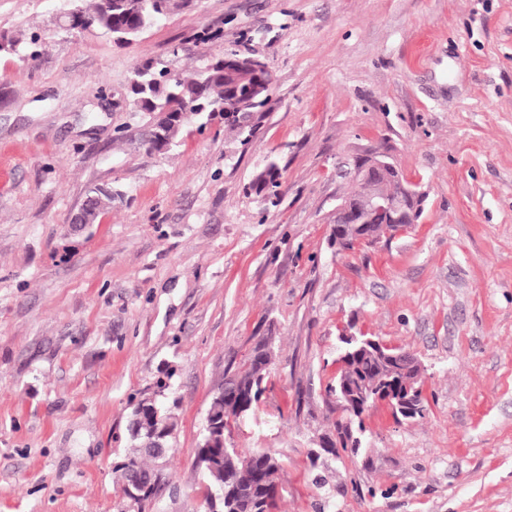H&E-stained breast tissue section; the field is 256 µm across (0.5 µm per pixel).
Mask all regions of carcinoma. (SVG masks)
<instances>
[{
    "instance_id": "obj_1",
    "label": "carcinoma",
    "mask_w": 512,
    "mask_h": 512,
    "mask_svg": "<svg viewBox=\"0 0 512 512\" xmlns=\"http://www.w3.org/2000/svg\"><path fill=\"white\" fill-rule=\"evenodd\" d=\"M185 6V0H91L90 6L80 9V13L93 20V27L112 38L126 37L134 41L142 34L140 27L150 26ZM37 42L35 36L30 39L18 36L7 40V50L26 52L34 58L37 51L32 46ZM228 56L236 57L238 53L226 50L223 57L196 70L189 77L165 67L155 70L150 64L134 70L131 79L134 105L137 111L149 118L152 127L150 145L154 150H169L183 126L181 122L166 121L163 116H182L195 99L199 100L197 120L208 122L221 117L224 128L235 132L242 145L248 144L256 135L271 97L250 101L247 92L254 81L253 70L245 65L225 63ZM279 178L280 169L272 161L255 177L252 187L258 194L265 192L270 197L275 196L280 187ZM344 344L343 352L349 354L347 366L338 373L335 384L328 388L336 398H345L340 385L343 378L351 382H382L395 378L402 350H392L388 356H374L359 352L356 342L346 340ZM271 362L269 342L262 340L254 348L244 368L226 377L224 385L213 394L209 409L224 431H230L231 423L248 413L246 409H238L239 404L252 407L261 400L267 390ZM373 405L375 400L370 398L361 404L350 421L336 422V441L329 443V447L340 446L356 452L361 442L356 433L364 431L360 415L365 407ZM169 413L170 410L163 407L156 421L143 419L129 423L132 451L115 464L113 472L116 480L124 477L128 467L133 468L146 484L160 480V464L165 456L150 451L146 442L158 427L166 428L167 438H172L175 427L166 424ZM279 469L278 459L269 452H242L236 448H226L218 461L211 466L203 465L201 472L207 490L224 500L223 512H276V475Z\"/></svg>"
}]
</instances>
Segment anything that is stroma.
Instances as JSON below:
<instances>
[{
	"label": "stroma",
	"instance_id": "35a3bbf8",
	"mask_svg": "<svg viewBox=\"0 0 512 512\" xmlns=\"http://www.w3.org/2000/svg\"><path fill=\"white\" fill-rule=\"evenodd\" d=\"M66 7L0 0V36L40 37L0 54V512H124L112 467L166 376L145 512H205L211 397L264 339L268 390L227 442L278 458V512H512V0H190L129 45L62 27ZM227 49L274 76L259 134L189 122L151 150L134 69ZM373 150L421 213L338 249L344 173ZM272 161L273 203L250 188ZM103 183L111 207L70 232ZM345 334L423 368L424 417L377 404L355 455L325 446Z\"/></svg>",
	"mask_w": 512,
	"mask_h": 512
}]
</instances>
